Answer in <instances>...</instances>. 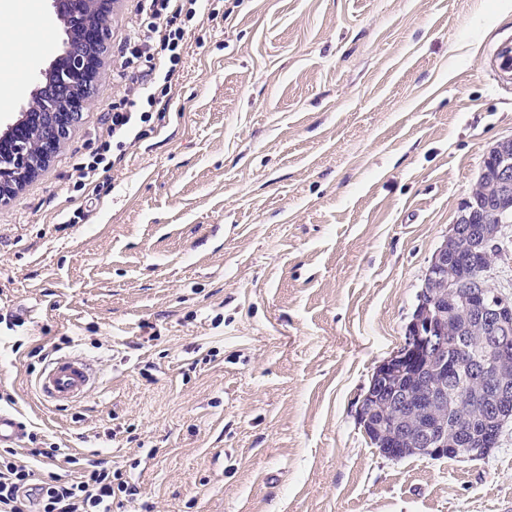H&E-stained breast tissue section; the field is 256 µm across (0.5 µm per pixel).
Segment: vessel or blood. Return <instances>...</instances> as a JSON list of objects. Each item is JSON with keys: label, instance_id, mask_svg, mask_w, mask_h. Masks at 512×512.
<instances>
[{"label": "vessel or blood", "instance_id": "vessel-or-blood-1", "mask_svg": "<svg viewBox=\"0 0 512 512\" xmlns=\"http://www.w3.org/2000/svg\"><path fill=\"white\" fill-rule=\"evenodd\" d=\"M98 372L87 360L68 356L53 359L39 374L36 392L41 400L58 406L83 399L97 384ZM22 427L9 413L0 411V446L17 447Z\"/></svg>", "mask_w": 512, "mask_h": 512}]
</instances>
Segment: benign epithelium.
<instances>
[{
  "label": "benign epithelium",
  "instance_id": "7a95c632",
  "mask_svg": "<svg viewBox=\"0 0 512 512\" xmlns=\"http://www.w3.org/2000/svg\"><path fill=\"white\" fill-rule=\"evenodd\" d=\"M113 0H51L56 16L64 23L66 33L74 32L54 57L49 67L35 76L36 91L46 95L38 105H25L21 112L0 129V204L7 203L24 179L36 169L31 154V139L39 136L42 163H47L83 120V114L93 104V76L96 65L107 55V32L97 27L92 35H82L86 20L92 11L106 14ZM481 176L491 180L495 189L493 200L486 202L483 219L475 218L477 204L469 201L457 220L459 224L512 223V139L496 143L487 153ZM482 261L476 266L472 280L471 302L466 310L458 308L455 300L457 283L456 263L450 259L453 247L443 243L436 251L426 271L420 305L424 315L416 316L406 329L405 339L397 354L379 366L370 389L385 395L387 408L381 416L377 410L362 404L357 417L364 430L388 438L379 451L389 457L399 456L392 442L404 437L416 452L440 458L470 443V430L456 429V439L448 442L447 427L438 415V409L448 399V377L458 373L468 348L457 342H448V322L463 314L477 320L492 336L491 345L500 361L512 358V303L496 297L490 278L497 258L499 243L495 232L484 235L481 242ZM434 313L440 324L424 319ZM424 355L433 364V374L419 373L413 377L419 399H413L409 390L389 388V379L404 373V364L411 358ZM480 380L494 393V404L489 414L497 417L512 407V378L505 371L484 368ZM423 422L407 426L414 416Z\"/></svg>",
  "mask_w": 512,
  "mask_h": 512
}]
</instances>
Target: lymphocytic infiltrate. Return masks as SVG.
Here are the masks:
<instances>
[{
	"instance_id": "f902f5d3",
	"label": "lymphocytic infiltrate",
	"mask_w": 512,
	"mask_h": 512,
	"mask_svg": "<svg viewBox=\"0 0 512 512\" xmlns=\"http://www.w3.org/2000/svg\"><path fill=\"white\" fill-rule=\"evenodd\" d=\"M197 0H135L133 19L124 38L118 80L123 93L113 106L107 126L109 138L137 141L150 109L167 110L157 87H170L182 61L188 25L197 17ZM27 461L18 451L0 452V512H112L117 502L133 501L137 487L122 469L89 465L75 479L49 478L34 482V466L56 458L53 448H31Z\"/></svg>"
}]
</instances>
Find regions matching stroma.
Segmentation results:
<instances>
[{
	"label": "stroma",
	"instance_id": "obj_1",
	"mask_svg": "<svg viewBox=\"0 0 512 512\" xmlns=\"http://www.w3.org/2000/svg\"><path fill=\"white\" fill-rule=\"evenodd\" d=\"M170 108L74 219L117 101L129 0L82 125L0 206V410L139 489L112 512H512L484 458L382 456L357 419L488 150L512 138V0H199ZM0 74L48 67L50 0H0ZM92 360L68 406L34 382ZM109 152L110 143L108 141L105 142L99 151L90 156L87 160L76 164L74 167V173L71 175V177L75 179L74 186L79 188V190L84 191L92 188V192L94 193L97 188V184L95 183L97 181L99 170L101 168L105 169L107 166H111ZM98 379L97 369L88 360L61 356L39 374L36 392L41 400L63 406L83 399Z\"/></svg>",
	"mask_w": 512,
	"mask_h": 512
}]
</instances>
